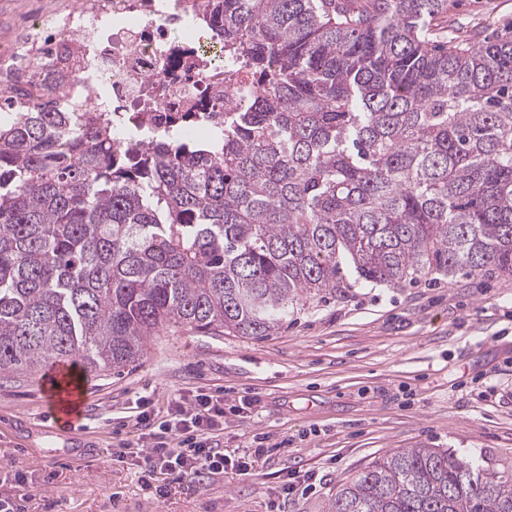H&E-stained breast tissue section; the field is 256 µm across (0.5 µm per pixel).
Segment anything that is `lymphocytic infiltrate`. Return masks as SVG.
I'll use <instances>...</instances> for the list:
<instances>
[{"mask_svg": "<svg viewBox=\"0 0 512 512\" xmlns=\"http://www.w3.org/2000/svg\"><path fill=\"white\" fill-rule=\"evenodd\" d=\"M135 438L113 448L110 459L132 463L144 487L167 496L171 480L185 477L204 481L223 473L228 464L214 440L224 432V394L201 393L171 398L166 411L151 401L135 411Z\"/></svg>", "mask_w": 512, "mask_h": 512, "instance_id": "obj_1", "label": "lymphocytic infiltrate"}]
</instances>
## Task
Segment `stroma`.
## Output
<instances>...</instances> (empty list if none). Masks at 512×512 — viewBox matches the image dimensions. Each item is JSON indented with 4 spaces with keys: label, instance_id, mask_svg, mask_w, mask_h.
Returning <instances> with one entry per match:
<instances>
[{
    "label": "stroma",
    "instance_id": "stroma-1",
    "mask_svg": "<svg viewBox=\"0 0 512 512\" xmlns=\"http://www.w3.org/2000/svg\"><path fill=\"white\" fill-rule=\"evenodd\" d=\"M448 33L512 40V0H448ZM84 443L52 431L39 375L0 371V459L38 483L25 512H328L341 481L374 459L426 445L512 470V278L475 273L407 288L359 286L304 299L281 328L252 338L170 327L136 366L85 372ZM222 390L227 468L165 497L135 466L110 464L132 439L136 399ZM315 489L284 493L288 477Z\"/></svg>",
    "mask_w": 512,
    "mask_h": 512
}]
</instances>
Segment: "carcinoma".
I'll return each instance as SVG.
<instances>
[{"mask_svg": "<svg viewBox=\"0 0 512 512\" xmlns=\"http://www.w3.org/2000/svg\"><path fill=\"white\" fill-rule=\"evenodd\" d=\"M448 0H207L257 89L144 144L0 96V370L110 371L170 326L271 336L306 296L512 277V41L435 40ZM328 512H512V472L402 448Z\"/></svg>", "mask_w": 512, "mask_h": 512, "instance_id": "cac0c4a2", "label": "carcinoma"}]
</instances>
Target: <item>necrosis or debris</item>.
<instances>
[{"label": "necrosis or debris", "mask_w": 512, "mask_h": 512, "mask_svg": "<svg viewBox=\"0 0 512 512\" xmlns=\"http://www.w3.org/2000/svg\"><path fill=\"white\" fill-rule=\"evenodd\" d=\"M187 0H79L40 12L0 50V90L38 84L59 112H108L116 130L153 131L203 103L209 128L249 100L245 68L207 45ZM112 47L101 50L102 37Z\"/></svg>", "instance_id": "4bbe7bcc"}]
</instances>
